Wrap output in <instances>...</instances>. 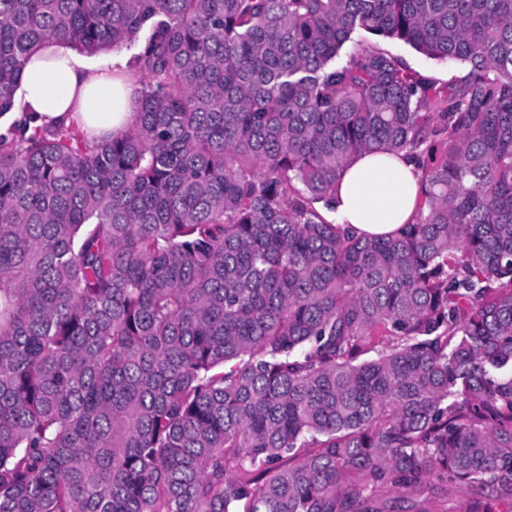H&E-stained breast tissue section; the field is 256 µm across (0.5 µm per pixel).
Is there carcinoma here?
Returning a JSON list of instances; mask_svg holds the SVG:
<instances>
[{
	"label": "carcinoma",
	"mask_w": 512,
	"mask_h": 512,
	"mask_svg": "<svg viewBox=\"0 0 512 512\" xmlns=\"http://www.w3.org/2000/svg\"><path fill=\"white\" fill-rule=\"evenodd\" d=\"M49 39L139 88L0 135V512H512V0H0L1 117ZM368 151L395 236L323 215ZM357 39L360 44L371 45L401 58L422 78L437 84H446L452 78H459L468 72V65L460 61L442 62L419 53L403 41L360 32ZM330 218L364 238L390 236L412 222L422 202L420 174L405 153L359 155L336 184ZM473 497L472 493L466 489L455 490L449 497L431 498L428 507L432 512H461L460 507L464 506Z\"/></svg>",
	"instance_id": "obj_1"
}]
</instances>
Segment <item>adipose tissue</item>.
<instances>
[{"label":"adipose tissue","instance_id":"1","mask_svg":"<svg viewBox=\"0 0 512 512\" xmlns=\"http://www.w3.org/2000/svg\"><path fill=\"white\" fill-rule=\"evenodd\" d=\"M119 55L90 66L71 47L50 41L25 62L17 98L41 121L77 124L96 137L133 121L135 84ZM336 223L355 235L390 236L412 222L421 202L420 174L412 159L387 152L359 155L336 185Z\"/></svg>","mask_w":512,"mask_h":512}]
</instances>
